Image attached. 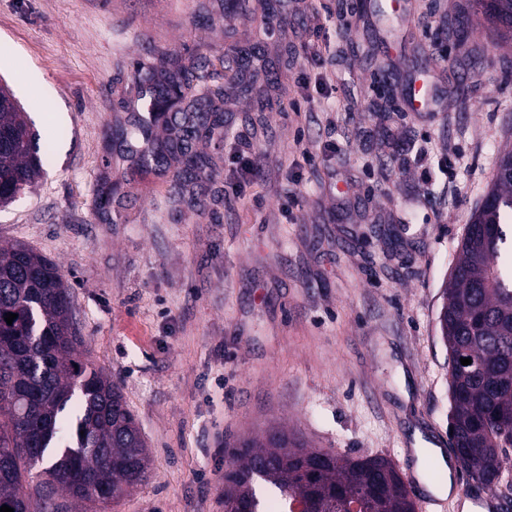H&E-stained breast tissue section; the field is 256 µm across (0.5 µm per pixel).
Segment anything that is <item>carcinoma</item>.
Here are the masks:
<instances>
[{
	"mask_svg": "<svg viewBox=\"0 0 512 512\" xmlns=\"http://www.w3.org/2000/svg\"><path fill=\"white\" fill-rule=\"evenodd\" d=\"M500 39L512 40V0H472ZM170 104L185 99L181 78L158 76ZM198 111L174 117L180 135L152 143L143 125L123 134L141 143L133 156L163 163L176 153L199 177L209 158L193 151ZM25 112L0 105V207L12 203L42 170ZM441 339L448 350V445L477 486L512 487L505 466L512 448V149L501 153L490 188L475 207L459 257L443 291ZM17 315L7 324L5 314ZM83 338L57 265L34 248L0 246V506L14 512H61L52 493L104 509L148 475L147 443L121 387L75 356ZM472 363L463 366L460 359ZM224 512H415L408 484L387 456L353 457L307 446L297 433L272 426L229 452ZM35 483L37 503L24 492Z\"/></svg>",
	"mask_w": 512,
	"mask_h": 512,
	"instance_id": "obj_1",
	"label": "carcinoma"
}]
</instances>
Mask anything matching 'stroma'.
I'll return each mask as SVG.
<instances>
[{
	"instance_id": "1",
	"label": "stroma",
	"mask_w": 512,
	"mask_h": 512,
	"mask_svg": "<svg viewBox=\"0 0 512 512\" xmlns=\"http://www.w3.org/2000/svg\"><path fill=\"white\" fill-rule=\"evenodd\" d=\"M0 0V79L39 135L41 176L0 207V243L55 262L82 352L119 384L148 479L105 512H224L227 450L271 425L309 446L400 461L448 439L442 292L471 211L512 145V42L470 0ZM468 23L466 37L454 34ZM325 46L318 67L311 44ZM239 44L266 61L229 86L211 177L143 166L137 64ZM41 85L24 92L18 74ZM426 80L431 113L409 96ZM265 179L226 195L237 153Z\"/></svg>"
}]
</instances>
